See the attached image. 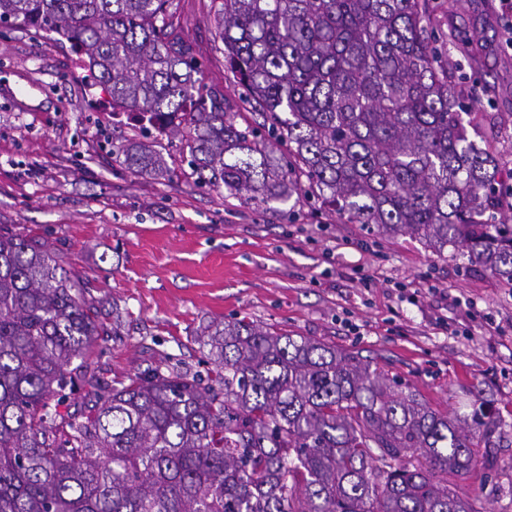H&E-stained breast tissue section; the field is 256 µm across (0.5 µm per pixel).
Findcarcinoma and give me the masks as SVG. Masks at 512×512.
<instances>
[{"label": "carcinoma", "mask_w": 512, "mask_h": 512, "mask_svg": "<svg viewBox=\"0 0 512 512\" xmlns=\"http://www.w3.org/2000/svg\"><path fill=\"white\" fill-rule=\"evenodd\" d=\"M174 0H0V24L57 35L142 133L113 148L254 204L313 201L346 224L448 246L512 281L497 116L448 60L432 0H211L237 102L200 93ZM288 145V153L279 145ZM49 246L0 228V512H479L448 485L494 448L493 408L445 415L359 350L214 320L206 374L161 358L122 379ZM84 391L79 409L62 412Z\"/></svg>", "instance_id": "carcinoma-1"}]
</instances>
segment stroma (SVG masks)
<instances>
[{
    "label": "stroma",
    "mask_w": 512,
    "mask_h": 512,
    "mask_svg": "<svg viewBox=\"0 0 512 512\" xmlns=\"http://www.w3.org/2000/svg\"><path fill=\"white\" fill-rule=\"evenodd\" d=\"M175 2L203 83L238 96L210 0ZM437 3L442 31L483 32L477 63L454 47L448 56L492 87V137L512 149V50L498 0ZM84 76L69 46L0 27V225L38 235L80 276L105 330V377L165 355L205 370L201 330L233 317L360 350L440 412L471 413L478 398L505 410L491 466L460 487L479 512H512V283L304 202L262 209L195 185L178 143L166 147L168 176L133 175L112 148L139 125L115 117Z\"/></svg>",
    "instance_id": "obj_1"
}]
</instances>
